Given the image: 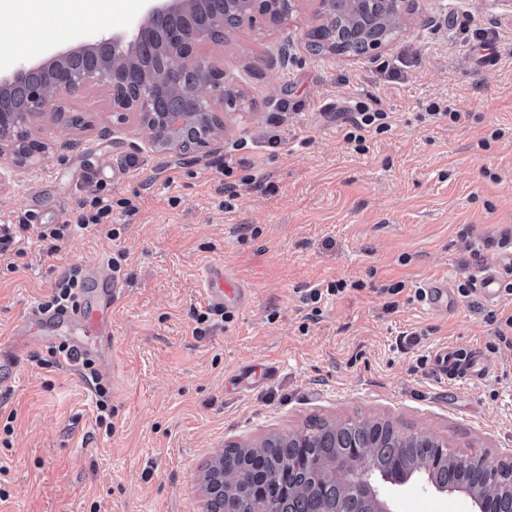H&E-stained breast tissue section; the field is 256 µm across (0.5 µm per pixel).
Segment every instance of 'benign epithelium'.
<instances>
[{
  "mask_svg": "<svg viewBox=\"0 0 512 512\" xmlns=\"http://www.w3.org/2000/svg\"><path fill=\"white\" fill-rule=\"evenodd\" d=\"M370 8L373 0H320L328 19H336V3ZM384 24L399 28L406 0H383ZM291 9L290 0H145L143 14L128 32L100 31L76 47L50 53L34 64L22 54H12L7 70L0 72V157L18 167L33 162L45 145L32 138V129L64 117L61 103L81 97L104 83L118 118L136 119L138 129L153 150L201 160L217 153L224 135L225 108H234L239 92L226 83L224 66L197 55L206 42L224 43V36L254 21L255 15L276 20ZM350 54L368 55L382 42L344 29ZM388 427L405 441L428 447L427 456L378 467L370 445L354 443L329 459L310 455L306 461L309 494L320 499L314 512H393L381 496L378 480L406 482L424 474L438 491L469 497L478 512H487L489 498L512 499V462H494L483 454L458 455L447 443L419 433H405L386 419L371 421ZM318 436L304 430L271 435L245 446L251 455L259 448L290 446L314 448ZM250 485L249 469H223L222 456L212 463L205 479L209 512H237L234 494Z\"/></svg>",
  "mask_w": 512,
  "mask_h": 512,
  "instance_id": "obj_1",
  "label": "benign epithelium"
}]
</instances>
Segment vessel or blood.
I'll list each match as a JSON object with an SVG mask.
<instances>
[{
    "instance_id": "b4317fda",
    "label": "vessel or blood",
    "mask_w": 512,
    "mask_h": 512,
    "mask_svg": "<svg viewBox=\"0 0 512 512\" xmlns=\"http://www.w3.org/2000/svg\"><path fill=\"white\" fill-rule=\"evenodd\" d=\"M508 269H512V255L503 256L498 270L486 272L480 279L479 291L487 300L498 297L501 273ZM85 276L94 290L83 293L78 308L47 316L36 310L29 311L14 328L11 337H0V359L16 365L20 353L16 351L15 344L20 340L52 344V337L39 334L45 321L73 329L74 334L68 337L67 342L76 355L85 358L109 356L112 352V307L119 302L126 288L120 279L113 276L111 268L101 261L89 264ZM199 279L204 301L213 310L225 312L241 308L250 300L248 290L234 280L223 263H209L200 272ZM435 369L446 377L474 379L485 377L491 366L480 349L463 352L445 349L437 354Z\"/></svg>"
}]
</instances>
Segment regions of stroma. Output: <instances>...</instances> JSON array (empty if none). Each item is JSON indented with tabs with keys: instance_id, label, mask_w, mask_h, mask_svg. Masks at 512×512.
<instances>
[{
	"instance_id": "stroma-1",
	"label": "stroma",
	"mask_w": 512,
	"mask_h": 512,
	"mask_svg": "<svg viewBox=\"0 0 512 512\" xmlns=\"http://www.w3.org/2000/svg\"><path fill=\"white\" fill-rule=\"evenodd\" d=\"M141 12L140 0L106 11L80 0L55 34L22 10L0 22L13 49L38 62L94 29H126ZM326 23L319 0H293L286 20L260 19L199 47V57L223 61L243 98L221 145L235 197L214 158L155 152L132 121H114L102 84L65 102V123L33 131L49 145L36 165L0 157V224L30 210L61 223L101 183L134 205L114 211L117 239L77 232L52 251L29 231L21 254L0 255V336L70 267L121 251L126 279L112 356L96 364L111 389V428L96 422L81 366L62 355L35 346L17 374L0 371V427L13 424L0 446V512H206L203 477L225 446L314 418L384 417L459 453L512 452V350L490 349L487 323L489 312L512 314V295L456 293L503 256L484 238L512 228V0H410L402 29L368 60L309 51L310 31ZM487 32L490 59L479 47ZM357 101L390 114V129L367 134L363 151L343 139ZM433 104L446 116H429ZM108 125L113 135L101 137ZM73 138L77 148L54 150ZM131 158L136 167H126ZM213 261L252 300L229 319L211 316L200 334L198 273ZM438 279L455 294L444 316L415 295ZM338 280L351 289L315 309L303 302L308 288ZM397 282V297L382 293ZM405 332L419 343L398 345ZM472 345L493 372L440 381L436 353ZM256 363L276 377L235 390V373ZM380 489L395 512H473L466 496L419 479Z\"/></svg>"
}]
</instances>
